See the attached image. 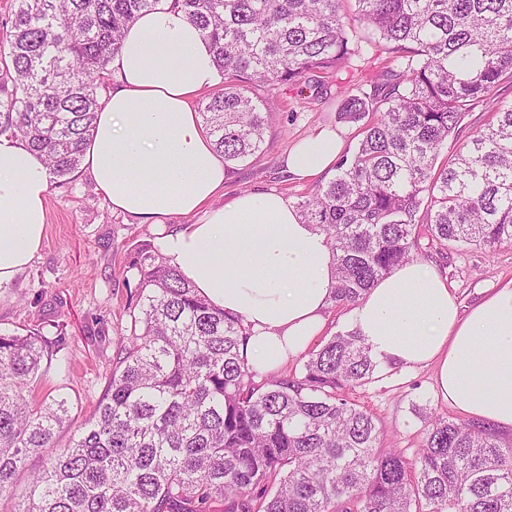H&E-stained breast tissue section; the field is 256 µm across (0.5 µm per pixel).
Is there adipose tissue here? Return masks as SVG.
<instances>
[{
	"label": "adipose tissue",
	"mask_w": 512,
	"mask_h": 512,
	"mask_svg": "<svg viewBox=\"0 0 512 512\" xmlns=\"http://www.w3.org/2000/svg\"><path fill=\"white\" fill-rule=\"evenodd\" d=\"M83 166L113 211L165 230L160 250L196 292L251 329L242 354L260 372L281 367L322 334L334 268L326 237L292 200L252 190L230 201L227 176L193 100L222 84L214 53L170 0L141 14L110 65ZM342 150L321 130L287 156L288 173L330 170ZM51 175L43 157L0 135V284L26 269L47 225ZM184 225L171 227L172 219ZM352 327L377 360L430 368L454 410L512 430V279L461 310L434 266L411 261L375 282Z\"/></svg>",
	"instance_id": "obj_1"
}]
</instances>
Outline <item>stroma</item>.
<instances>
[{"label":"stroma","instance_id":"obj_1","mask_svg":"<svg viewBox=\"0 0 512 512\" xmlns=\"http://www.w3.org/2000/svg\"><path fill=\"white\" fill-rule=\"evenodd\" d=\"M379 53L364 49L349 68L330 77L327 95L281 85L259 89L269 114L261 153L236 166L224 184L225 199L248 190H274L290 199L307 194L319 180H296L284 169L285 157L298 142L323 129L339 134L346 151H353L359 129L339 122L343 90L379 71ZM159 228L134 224L112 212L87 176L71 189L52 188L43 245L27 269L0 285V332H24L43 325L55 336L63 325L69 373H51L33 396L67 394L72 402L70 425L57 443L67 446L76 429L87 422L101 398L112 369L120 337L130 330L139 301L138 278L128 266L136 246L157 243ZM420 261L432 264L448 280L462 308L480 302L500 282L512 279V243L488 251L470 248L441 257L422 249ZM350 399L370 411L382 430L381 445L400 449L415 459L425 437V424L414 406L436 416L457 419L458 413L438 398L432 369H394L383 379L350 392Z\"/></svg>","mask_w":512,"mask_h":512}]
</instances>
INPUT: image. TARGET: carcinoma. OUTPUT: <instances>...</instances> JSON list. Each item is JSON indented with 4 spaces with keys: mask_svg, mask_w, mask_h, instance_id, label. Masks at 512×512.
Here are the masks:
<instances>
[{
    "mask_svg": "<svg viewBox=\"0 0 512 512\" xmlns=\"http://www.w3.org/2000/svg\"><path fill=\"white\" fill-rule=\"evenodd\" d=\"M0 37V135L77 179L124 30L161 0H15ZM173 0L215 53L224 88L201 103L224 170L259 152L255 91L339 71L362 46L387 54L371 92H345L338 119L361 138L336 175L296 201L335 265L333 305L352 309L414 260L512 242V0ZM495 103L438 164L465 114ZM140 297L92 417L57 447L68 397L36 401L70 371L42 327L0 333V495L17 512H512V444L475 422L436 417L416 459L380 447L372 414L344 396L382 377L356 332L321 340L301 374L259 373L240 355L244 320L198 296L159 250L137 248ZM41 468L20 491L18 475Z\"/></svg>",
    "mask_w": 512,
    "mask_h": 512,
    "instance_id": "carcinoma-1",
    "label": "carcinoma"
}]
</instances>
